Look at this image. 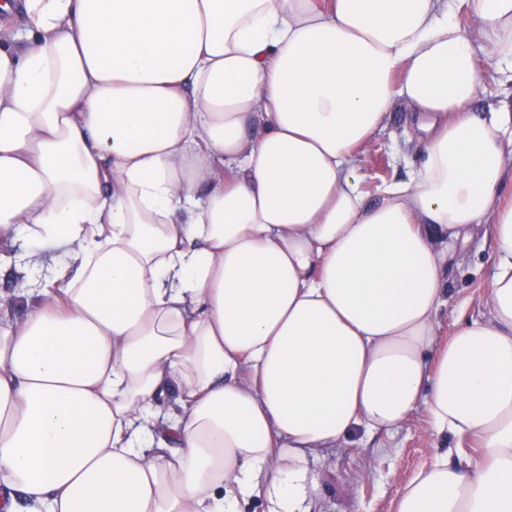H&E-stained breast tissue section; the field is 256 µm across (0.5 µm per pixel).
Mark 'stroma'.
<instances>
[{"label":"stroma","instance_id":"obj_1","mask_svg":"<svg viewBox=\"0 0 512 512\" xmlns=\"http://www.w3.org/2000/svg\"><path fill=\"white\" fill-rule=\"evenodd\" d=\"M400 113H392L384 134L366 152L363 172L367 182L405 176L419 162ZM495 256L482 237L459 255L453 268L448 302L438 314L439 342H447L460 314L479 316L491 286ZM424 411H417L395 432L379 433L360 443L329 449L314 466L319 486L313 512H394L400 489L436 453Z\"/></svg>","mask_w":512,"mask_h":512}]
</instances>
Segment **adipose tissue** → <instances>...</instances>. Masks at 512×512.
<instances>
[{
  "instance_id": "adipose-tissue-1",
  "label": "adipose tissue",
  "mask_w": 512,
  "mask_h": 512,
  "mask_svg": "<svg viewBox=\"0 0 512 512\" xmlns=\"http://www.w3.org/2000/svg\"><path fill=\"white\" fill-rule=\"evenodd\" d=\"M475 19L463 28L461 14ZM0 512H312L425 407L396 512H512V0H0ZM401 111L421 150L364 186ZM486 312L436 321L477 232ZM498 78L499 75L496 73L494 66H488L481 74L480 81L482 89L479 103L480 108L486 107L490 103L496 104L499 99L503 98V95L501 94L502 88L499 86ZM27 274L14 266L0 268V302L13 305L16 300L15 293L23 288Z\"/></svg>"
}]
</instances>
